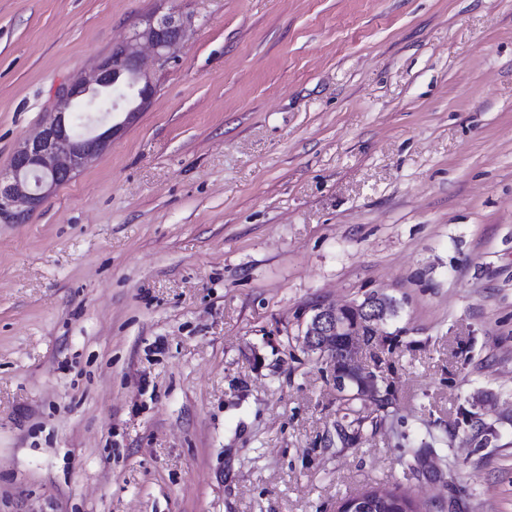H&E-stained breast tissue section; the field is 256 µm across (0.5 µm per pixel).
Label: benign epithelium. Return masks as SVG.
Instances as JSON below:
<instances>
[{
	"instance_id": "benign-epithelium-1",
	"label": "benign epithelium",
	"mask_w": 512,
	"mask_h": 512,
	"mask_svg": "<svg viewBox=\"0 0 512 512\" xmlns=\"http://www.w3.org/2000/svg\"><path fill=\"white\" fill-rule=\"evenodd\" d=\"M185 29L183 19L173 14L150 18L128 42L112 50V58L56 87L53 106L41 129L18 146L10 170L0 173L1 219L23 223L29 213L42 206L61 185L71 181L134 122L153 95L140 46L151 47L157 59L166 61ZM121 79L137 89V98L127 101L123 110L119 103H112V108L105 112L107 122L84 135H75L73 117L77 106L108 99L112 85ZM381 298V294L372 292L359 303L316 306L301 325L300 338L306 350L328 359L341 352L346 372L361 378L359 396L366 404H384L389 398L388 389L381 385L383 379L362 368L355 359V339L374 341L386 322Z\"/></svg>"
}]
</instances>
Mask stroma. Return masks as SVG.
Returning a JSON list of instances; mask_svg holds the SVG:
<instances>
[{"instance_id":"1","label":"stroma","mask_w":512,"mask_h":512,"mask_svg":"<svg viewBox=\"0 0 512 512\" xmlns=\"http://www.w3.org/2000/svg\"><path fill=\"white\" fill-rule=\"evenodd\" d=\"M169 13L138 119L0 219V512H512V0H0V171ZM371 292L390 403L336 448L300 323ZM359 496L365 498H377L380 495V502L383 501L382 507L369 508L367 512H423L420 504L414 502L407 497L398 494L395 490L386 487H372Z\"/></svg>"}]
</instances>
